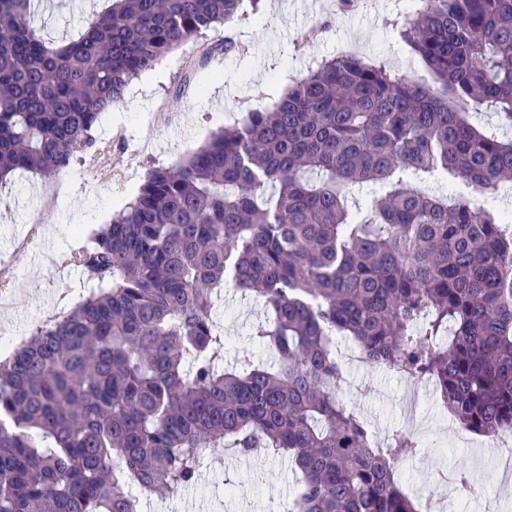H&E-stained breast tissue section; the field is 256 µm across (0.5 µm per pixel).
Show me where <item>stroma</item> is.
<instances>
[{
	"mask_svg": "<svg viewBox=\"0 0 512 512\" xmlns=\"http://www.w3.org/2000/svg\"><path fill=\"white\" fill-rule=\"evenodd\" d=\"M47 0L36 26L50 43L77 37L88 12L110 0ZM408 0H261L259 11L243 7L234 23L191 39L163 59L159 79L141 98H126L105 113L95 134L112 147V174L75 164L68 174L48 178L19 172L0 186V275L9 298L0 305V338L28 336L47 321L66 315L67 300L89 283L63 258L75 239H88L138 192L147 173L196 151L221 128L241 122L246 112L268 110L295 78L325 59L355 55L412 80L434 79L422 59L399 35L411 19ZM229 40L232 51L198 60L204 47ZM265 315L260 302L225 295L215 307L224 330L225 362L252 349L254 324ZM347 403L384 437L406 426L414 384L400 374L365 363L351 364ZM416 406L420 450L397 463L413 493L433 488L442 471L465 473L473 493L462 512H512V480L499 448L462 446L464 430L443 409L433 384ZM299 483L286 457L228 455L208 468L178 499L143 497V512H169L208 505L210 512H280Z\"/></svg>",
	"mask_w": 512,
	"mask_h": 512,
	"instance_id": "1",
	"label": "stroma"
}]
</instances>
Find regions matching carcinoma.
<instances>
[{"mask_svg": "<svg viewBox=\"0 0 512 512\" xmlns=\"http://www.w3.org/2000/svg\"><path fill=\"white\" fill-rule=\"evenodd\" d=\"M244 0H112L51 45L32 0H0V185L18 171L106 172L109 103L164 54L234 22ZM437 86L352 55L322 61L271 110L150 170L74 251L94 284L0 362V512H141L197 483L213 454L286 455L288 512H436L407 494L404 429L374 443L345 401L338 336L363 360L432 380L469 432L512 429V233L473 193L512 181V0H424L401 30ZM469 192L433 195L428 179ZM384 194L356 208L352 189ZM265 304L224 367L217 293Z\"/></svg>", "mask_w": 512, "mask_h": 512, "instance_id": "cac0c4a2", "label": "carcinoma"}]
</instances>
